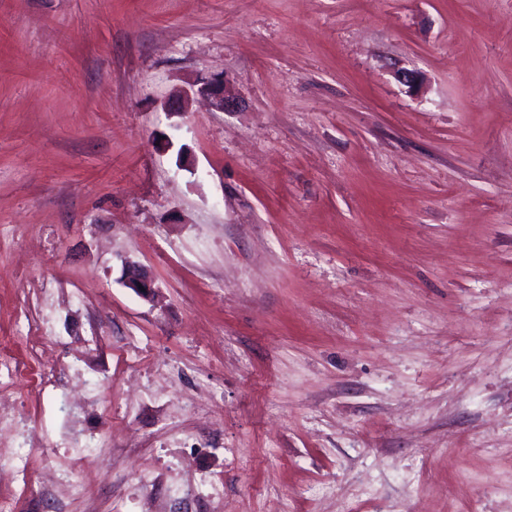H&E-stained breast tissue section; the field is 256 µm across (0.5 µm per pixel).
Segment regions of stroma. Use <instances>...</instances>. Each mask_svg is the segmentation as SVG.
<instances>
[{
	"label": "stroma",
	"instance_id": "obj_1",
	"mask_svg": "<svg viewBox=\"0 0 512 512\" xmlns=\"http://www.w3.org/2000/svg\"><path fill=\"white\" fill-rule=\"evenodd\" d=\"M0 342L10 512H512V0H0ZM198 92L209 98L214 110L224 112L232 106L224 77H212L202 83ZM123 282L136 291L143 299L150 301L155 296V287L152 280L143 272L142 268L136 262L125 258L122 261ZM139 285H142L144 291H141Z\"/></svg>",
	"mask_w": 512,
	"mask_h": 512
}]
</instances>
